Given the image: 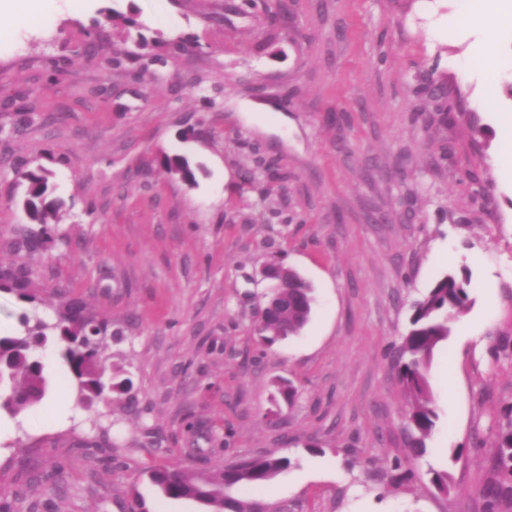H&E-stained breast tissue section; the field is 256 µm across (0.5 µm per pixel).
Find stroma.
<instances>
[{
    "label": "stroma",
    "instance_id": "obj_1",
    "mask_svg": "<svg viewBox=\"0 0 512 512\" xmlns=\"http://www.w3.org/2000/svg\"><path fill=\"white\" fill-rule=\"evenodd\" d=\"M288 2L284 25L241 0H43L45 24L0 30V265L28 267L36 296L0 292V336L24 314L56 321L67 287L123 332L107 364L136 401L78 405L48 345L45 399L0 414V494L16 512H205L146 468L256 454L290 459L256 495L293 512H484L512 410V171L497 126L512 38L490 81L473 70L482 34L442 35L455 0ZM119 53L132 64L112 67ZM432 79L447 80L451 112H435ZM165 155L188 158L196 184ZM22 166L49 170L64 202L36 254L15 247L40 230L19 203ZM272 261L315 302L299 335L263 349ZM449 272L467 274L469 309L428 370L437 420L414 458L392 350ZM280 379L292 404L274 399ZM396 458L411 479L392 480Z\"/></svg>",
    "mask_w": 512,
    "mask_h": 512
}]
</instances>
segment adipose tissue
I'll use <instances>...</instances> for the list:
<instances>
[{
  "label": "adipose tissue",
  "instance_id": "adipose-tissue-1",
  "mask_svg": "<svg viewBox=\"0 0 512 512\" xmlns=\"http://www.w3.org/2000/svg\"><path fill=\"white\" fill-rule=\"evenodd\" d=\"M448 34H455L464 29H479L485 34L482 56L488 63L499 61L497 36L500 33L512 32V6L498 0L489 7H471L457 5L446 20Z\"/></svg>",
  "mask_w": 512,
  "mask_h": 512
}]
</instances>
